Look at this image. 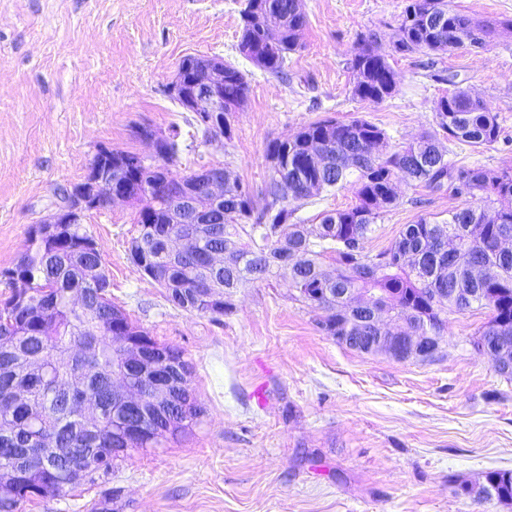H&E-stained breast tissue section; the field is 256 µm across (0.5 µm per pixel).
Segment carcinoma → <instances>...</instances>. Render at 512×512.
Returning a JSON list of instances; mask_svg holds the SVG:
<instances>
[{
  "label": "carcinoma",
  "mask_w": 512,
  "mask_h": 512,
  "mask_svg": "<svg viewBox=\"0 0 512 512\" xmlns=\"http://www.w3.org/2000/svg\"><path fill=\"white\" fill-rule=\"evenodd\" d=\"M261 14L277 21V40L265 37ZM241 19L240 53L272 75H286L288 54L298 46L307 23L300 0H248ZM495 31V24L449 8L448 0H409L394 50L444 54L466 42L484 44ZM351 70L353 96L361 101L380 102L396 91L397 73L375 33L354 48ZM248 92L245 75L224 64V103L242 101ZM439 103L442 111L435 118L448 140L473 147L497 141V115L487 103L471 99L466 89L455 88ZM177 153L170 135L155 169L130 172L124 188L144 215L156 216L152 224L141 225L140 237L132 239L130 260L178 307L222 315L233 309L237 289L282 277L304 302V290L326 289L318 305L323 312L321 328L356 351L360 347L355 337L378 335L370 315V306L378 303L389 305L390 318L404 319L421 334L441 340L448 310L476 304L491 311L479 337L492 348L512 346V253L495 251L501 235L512 237V171L494 173L478 165L458 168L431 133L392 151L385 132L373 123L330 117L269 143L270 173L261 191L262 207H255L250 188L226 170L223 201L202 198L199 212L179 213L166 184ZM352 175L356 176L355 206L325 214L314 229L290 222L305 201L345 186ZM411 182L433 192L451 182L457 194L478 195L483 205L456 210L442 224L421 219L407 225L387 250L373 257L363 254L359 241L397 203L399 185ZM206 218L212 222V233L197 251L169 260L165 239ZM282 236L288 237L289 247L304 252V264L291 266L278 252ZM448 238L457 244L452 256L443 250ZM90 241L83 225L65 224L55 238L31 243L29 253L0 274L13 288L0 306V448H39L50 437L63 448L87 452L85 467L94 473L112 468L114 448H153L161 437L187 433L202 409L189 387V364L183 353L158 343L134 326L110 298L99 294L93 268L101 260L87 248ZM227 248L229 264L211 275L212 284H206L199 274L206 255ZM328 254L335 262L330 272L323 268ZM489 263L500 268L496 279L472 273ZM73 292L85 294L86 305L71 303ZM348 294L367 298L366 305L346 309ZM112 330L145 341L157 353L170 393L186 405L184 410L165 411L144 421L135 442L125 434L130 420L123 405L112 400L111 375L120 369L137 387L143 379L112 347ZM18 392L26 395L20 405L13 402ZM73 392L97 399L96 414L85 415L74 406ZM1 466L18 473L20 488L0 495V512H18L22 502L42 495L48 482L59 493L69 487L61 464L38 476L27 474L18 457L8 460L0 455ZM485 479L497 499L512 500L511 471H492Z\"/></svg>",
  "instance_id": "obj_1"
}]
</instances>
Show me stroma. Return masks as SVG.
<instances>
[{"label": "stroma", "mask_w": 512, "mask_h": 512, "mask_svg": "<svg viewBox=\"0 0 512 512\" xmlns=\"http://www.w3.org/2000/svg\"><path fill=\"white\" fill-rule=\"evenodd\" d=\"M408 0H303L307 24L281 79L238 51L244 0H0V298L3 272L24 254L31 228L54 213L102 148L150 155L137 126L179 132L187 175L221 167L253 190L269 174L268 143L317 120L364 118L392 148L436 130L434 102L469 89L498 115L485 148L447 142L456 165L512 169V0H449L498 29L486 48L391 54L398 75L377 103L352 96L358 40H396ZM217 55L242 71L249 93L231 139L204 137L165 91L181 60ZM364 253L389 248L405 225L442 222L478 198L400 185ZM356 203L354 186L313 197L293 216ZM137 208L86 212L108 295L158 343L182 351L203 414L186 435L131 450L112 470L21 512H512V500L459 493L491 471H512V381L473 347L484 309L452 311L434 361L399 362L339 344L321 312L287 280L241 289L232 312L175 306L129 259Z\"/></svg>", "instance_id": "35a3bbf8"}]
</instances>
